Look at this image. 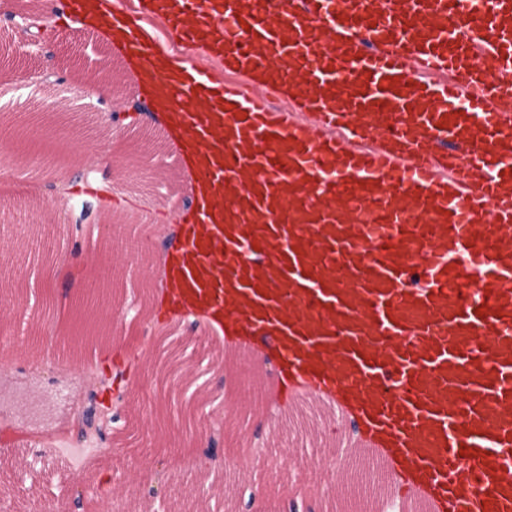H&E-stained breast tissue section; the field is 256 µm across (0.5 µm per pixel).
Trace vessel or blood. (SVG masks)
<instances>
[{
	"label": "vessel or blood",
	"instance_id": "vessel-or-blood-1",
	"mask_svg": "<svg viewBox=\"0 0 512 512\" xmlns=\"http://www.w3.org/2000/svg\"><path fill=\"white\" fill-rule=\"evenodd\" d=\"M239 3L104 19L232 64L165 80L208 190L166 254L170 307L204 301L335 382L448 512H512V0ZM257 72L297 85L310 125Z\"/></svg>",
	"mask_w": 512,
	"mask_h": 512
}]
</instances>
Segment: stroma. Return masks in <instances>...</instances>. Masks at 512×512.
I'll return each mask as SVG.
<instances>
[{"instance_id": "stroma-1", "label": "stroma", "mask_w": 512, "mask_h": 512, "mask_svg": "<svg viewBox=\"0 0 512 512\" xmlns=\"http://www.w3.org/2000/svg\"><path fill=\"white\" fill-rule=\"evenodd\" d=\"M39 10L37 0H0V40L20 42L16 57L0 62V89L27 93L20 73L32 69L46 75L47 102L57 108L71 105L56 88L85 91L91 110L80 116L81 138L108 162L94 170L103 185L98 192L82 182L87 155L63 148L55 160L32 169L0 143V294L7 299L0 314L10 322L0 335V495L19 486L29 490L32 503L51 501L60 512H136L140 503L147 512H194L202 497L209 512H291L320 497L325 512H350L349 501L326 494L337 473H355L362 464L352 454V439L333 405L304 391L291 403L281 398L277 362L245 350L236 375L215 371L219 343L212 328L176 323L169 328L172 340L203 372L206 394L195 396L142 368L141 355L156 351L155 325L130 321L128 354L103 356L112 327L107 306L97 313L104 334L80 344L101 353L95 380H84L73 351L63 348L73 330V299L85 284H110L129 310L150 301L166 244L176 234L161 224V210L189 208L193 179L164 126L145 119L139 79L120 50L98 30L74 25L34 26L19 36L22 14ZM105 60L112 82H87V72ZM58 168L68 169L75 190L59 188ZM108 221L128 237L141 224L151 234L150 249L130 260L131 277L112 265ZM47 276L53 305L38 348L51 357L36 368L28 338ZM166 406L196 415L224 409L231 427L215 437L223 462L207 476L194 463L196 445L148 455L136 447V437ZM257 446L273 451L258 465L251 461Z\"/></svg>"}]
</instances>
